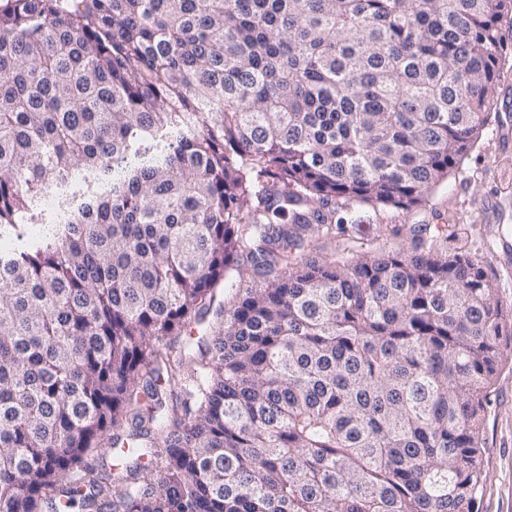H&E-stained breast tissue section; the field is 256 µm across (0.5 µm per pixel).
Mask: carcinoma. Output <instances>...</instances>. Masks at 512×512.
<instances>
[{
    "instance_id": "obj_1",
    "label": "carcinoma",
    "mask_w": 512,
    "mask_h": 512,
    "mask_svg": "<svg viewBox=\"0 0 512 512\" xmlns=\"http://www.w3.org/2000/svg\"><path fill=\"white\" fill-rule=\"evenodd\" d=\"M505 27L512 0H0V228L28 238L0 512H474L512 306L446 224L301 251L427 202L497 117ZM142 160L143 159L140 156L127 157L122 164L113 165L107 170L99 173V180L94 179V181L102 191L109 189L112 187V183H116L122 179L126 167L138 165Z\"/></svg>"
}]
</instances>
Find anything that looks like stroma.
Segmentation results:
<instances>
[{"mask_svg": "<svg viewBox=\"0 0 512 512\" xmlns=\"http://www.w3.org/2000/svg\"><path fill=\"white\" fill-rule=\"evenodd\" d=\"M499 117L477 148L431 190L426 204L406 212L378 208L373 223L347 235L312 241L305 254L346 259L399 247L417 224H447L449 252L477 259L505 304L512 305V59L494 93ZM397 227L385 233L384 225ZM507 360L499 368L483 430V489L478 512H512V323L506 327Z\"/></svg>", "mask_w": 512, "mask_h": 512, "instance_id": "1", "label": "stroma"}]
</instances>
